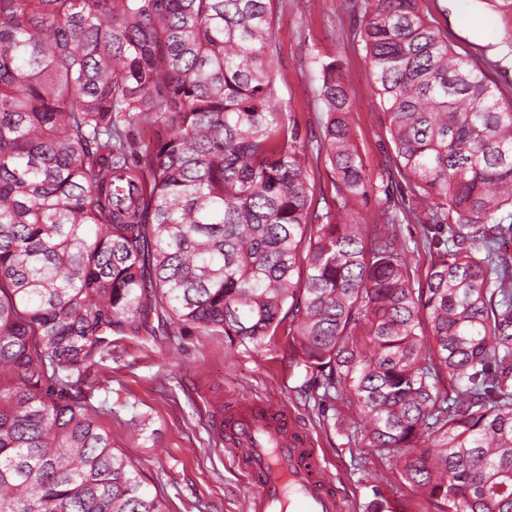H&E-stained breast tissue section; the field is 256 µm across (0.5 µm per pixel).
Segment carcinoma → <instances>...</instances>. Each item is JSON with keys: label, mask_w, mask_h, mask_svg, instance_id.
<instances>
[{"label": "carcinoma", "mask_w": 512, "mask_h": 512, "mask_svg": "<svg viewBox=\"0 0 512 512\" xmlns=\"http://www.w3.org/2000/svg\"><path fill=\"white\" fill-rule=\"evenodd\" d=\"M275 2L0 0L6 512H167L90 402L112 336L259 345L286 321L324 396H351L434 512H512V103L419 0H365L391 160L376 183L354 93L323 63L335 195L317 197L274 95ZM135 124L153 138H127ZM398 235L406 241L408 246L410 247V252L407 253L409 262L412 266V268H417L419 273L423 272L429 262H430V255L428 252H425L422 247H420L419 251H416L414 249V243L413 240L417 239L420 232V227L418 224H399L397 226Z\"/></svg>", "instance_id": "carcinoma-1"}]
</instances>
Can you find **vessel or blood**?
Segmentation results:
<instances>
[{
	"label": "vessel or blood",
	"mask_w": 512,
	"mask_h": 512,
	"mask_svg": "<svg viewBox=\"0 0 512 512\" xmlns=\"http://www.w3.org/2000/svg\"><path fill=\"white\" fill-rule=\"evenodd\" d=\"M233 461L255 485L245 512H344L313 449L288 425L284 410L240 403L224 425Z\"/></svg>",
	"instance_id": "obj_1"
}]
</instances>
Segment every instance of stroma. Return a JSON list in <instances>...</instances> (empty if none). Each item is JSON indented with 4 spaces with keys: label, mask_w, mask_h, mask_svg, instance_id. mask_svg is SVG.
I'll return each instance as SVG.
<instances>
[{
    "label": "stroma",
    "mask_w": 512,
    "mask_h": 512,
    "mask_svg": "<svg viewBox=\"0 0 512 512\" xmlns=\"http://www.w3.org/2000/svg\"><path fill=\"white\" fill-rule=\"evenodd\" d=\"M420 7L457 53L487 60L500 101L512 102V27L483 0H420ZM276 10L273 65L283 111L297 115L302 136L317 132L320 69L337 61L355 93L360 152L369 174L378 176L390 146L359 37V9L353 0H280ZM306 380L282 333L257 346L194 332L174 351L160 341L117 337L91 402L109 406L100 423L113 447L141 468L169 512H243L255 487L215 436L217 408L259 397L283 408L310 440L349 512H366L378 493L396 512H427L425 498L369 447L366 423L350 399L321 406L306 393Z\"/></svg>",
    "instance_id": "1"
}]
</instances>
